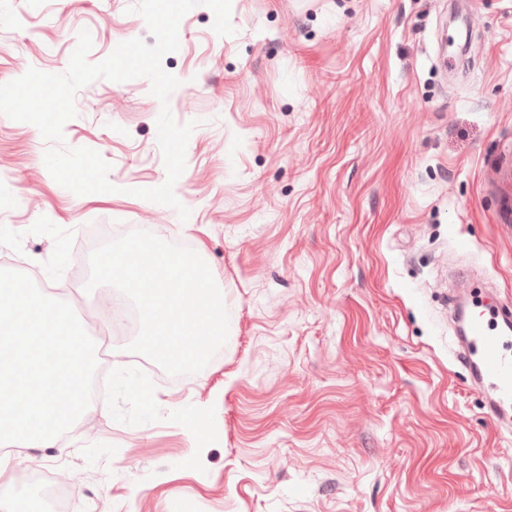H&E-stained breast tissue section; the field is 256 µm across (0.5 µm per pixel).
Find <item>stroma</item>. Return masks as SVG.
Wrapping results in <instances>:
<instances>
[{
    "instance_id": "35a3bbf8",
    "label": "stroma",
    "mask_w": 512,
    "mask_h": 512,
    "mask_svg": "<svg viewBox=\"0 0 512 512\" xmlns=\"http://www.w3.org/2000/svg\"><path fill=\"white\" fill-rule=\"evenodd\" d=\"M137 0H0V84L153 43ZM205 6L162 65L195 122L174 193L145 78L75 95L66 147L111 164L77 195L36 126L0 115V256L112 336L105 393L0 485L35 499L62 471L82 512H512V433L496 431L451 352L449 296L512 303V0H232ZM182 243L224 285L225 345L172 376L86 291L91 242L129 227ZM209 430L191 447L185 416Z\"/></svg>"
}]
</instances>
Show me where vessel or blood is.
<instances>
[{
  "instance_id": "1",
  "label": "vessel or blood",
  "mask_w": 512,
  "mask_h": 512,
  "mask_svg": "<svg viewBox=\"0 0 512 512\" xmlns=\"http://www.w3.org/2000/svg\"><path fill=\"white\" fill-rule=\"evenodd\" d=\"M455 357L473 390L482 394L494 426L512 431V307L482 297L468 300L461 313Z\"/></svg>"
}]
</instances>
